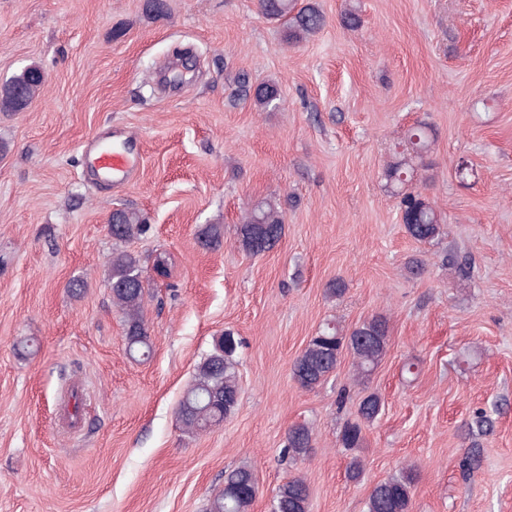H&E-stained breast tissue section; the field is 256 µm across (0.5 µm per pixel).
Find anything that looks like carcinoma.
I'll use <instances>...</instances> for the list:
<instances>
[{"mask_svg":"<svg viewBox=\"0 0 512 512\" xmlns=\"http://www.w3.org/2000/svg\"><path fill=\"white\" fill-rule=\"evenodd\" d=\"M262 14L279 23L287 43H299L321 30L326 19L311 0H259ZM45 83L44 72L37 64L25 67L0 84V112H21L38 96ZM241 95L253 99L254 105L265 110L280 99L278 85L272 81L254 87L241 85ZM433 146L427 126L420 123L407 132L404 153L384 168L387 181L399 198L404 213L406 232L416 241L431 242L442 233L443 217L436 203L419 190L410 188L404 175L416 165H425ZM110 234L116 242H127L148 230L147 219L136 208H121L112 212ZM285 232L283 210L270 198L249 204L242 224L237 227L240 246L253 255L272 249ZM207 250L224 245V225L207 224L197 236ZM147 268L140 257L126 250L112 252L108 283L112 301L125 317L126 350L132 357L142 356L151 349L150 336L143 319ZM388 322L375 316L345 334L334 323H327L311 337L292 364L294 381L305 390H314L332 374L343 350L354 357V380L368 379L386 353ZM233 336L224 334L214 339L211 349L196 366L192 385L182 397L178 415L183 427L191 434L220 426L224 418L238 405L239 386ZM382 411L381 397L376 393L365 396L358 404L357 420L344 425L341 441L347 448L363 444L362 425L374 422ZM312 432L306 424L288 429L283 455L292 461L304 458L311 448ZM416 471L409 468L376 484L371 490L366 512H409ZM253 471L247 466L236 467L224 475V489L210 502L209 512H249L257 495ZM273 512H310V492L306 481L295 477L278 486L272 498Z\"/></svg>","mask_w":512,"mask_h":512,"instance_id":"cac0c4a2","label":"carcinoma"}]
</instances>
